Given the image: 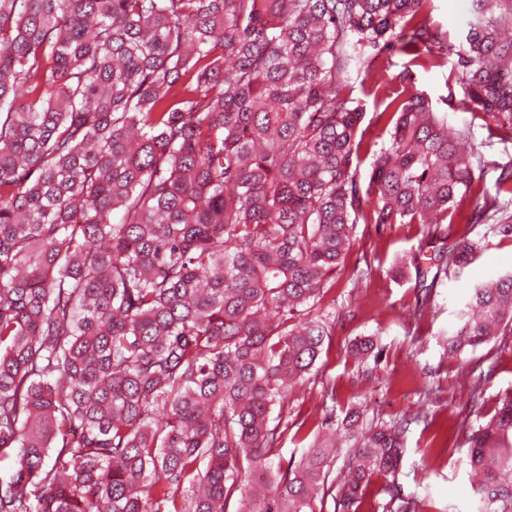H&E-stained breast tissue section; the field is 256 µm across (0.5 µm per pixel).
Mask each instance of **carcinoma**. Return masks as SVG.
Masks as SVG:
<instances>
[{"mask_svg": "<svg viewBox=\"0 0 512 512\" xmlns=\"http://www.w3.org/2000/svg\"><path fill=\"white\" fill-rule=\"evenodd\" d=\"M429 2L0 0V512H358L375 475L376 512H419L398 471L427 414H330L294 465L277 421L355 225H416L401 268L428 294L473 227L512 238V160L490 192L483 152L512 140V0H472L458 44ZM420 44L487 136L404 72L373 151L355 81L378 93L371 60ZM459 317L452 356L512 332V271ZM488 378L460 424L471 512H512V392L483 415Z\"/></svg>", "mask_w": 512, "mask_h": 512, "instance_id": "cac0c4a2", "label": "carcinoma"}]
</instances>
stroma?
Listing matches in <instances>:
<instances>
[{"mask_svg": "<svg viewBox=\"0 0 512 512\" xmlns=\"http://www.w3.org/2000/svg\"><path fill=\"white\" fill-rule=\"evenodd\" d=\"M377 64L385 68L390 88H398L399 73L410 71L417 87L442 104L449 126L470 124V113L457 109L464 89L451 66L421 67L401 52L383 54ZM473 233L485 239L481 252L460 281L436 289L419 313L413 280L391 275L395 257L417 249L416 226L356 225L345 263L322 302L331 336L309 381L288 398V428L279 445L283 459L300 457L320 428L319 403L325 392L335 394L339 418L355 403L365 406L367 418L383 421L421 410L430 424L412 426L399 480L405 491L424 495L423 512L452 507L468 512L471 476L458 427L469 413L472 373L492 371L485 414H493L497 396L512 391V334L466 350L457 359L449 357L441 337L442 331L459 327L456 312L464 286L512 270V241L481 225ZM367 338L375 340V348L366 359L356 360L350 349Z\"/></svg>", "mask_w": 512, "mask_h": 512, "instance_id": "1", "label": "stroma"}]
</instances>
